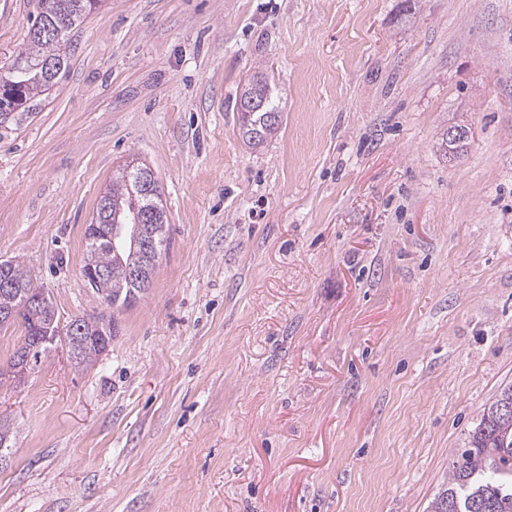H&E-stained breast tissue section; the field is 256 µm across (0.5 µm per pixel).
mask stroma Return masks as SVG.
Returning <instances> with one entry per match:
<instances>
[{"label": "stroma", "instance_id": "obj_1", "mask_svg": "<svg viewBox=\"0 0 512 512\" xmlns=\"http://www.w3.org/2000/svg\"><path fill=\"white\" fill-rule=\"evenodd\" d=\"M38 3L0 0V68ZM69 54L0 131V259L117 332L0 378V512H430L512 382V0H104ZM131 158L170 245L110 309L84 232ZM254 98L258 105L251 112H238L239 135L249 145L258 146L271 139L279 129L280 98L275 83L264 76H253L245 84L239 97ZM236 100V106L238 100ZM277 114L275 121H270L269 114ZM77 324L78 335L70 349L77 364H88L103 354L112 343V316L89 315L73 319L69 326ZM83 332H79V330Z\"/></svg>", "mask_w": 512, "mask_h": 512}]
</instances>
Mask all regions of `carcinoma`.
Segmentation results:
<instances>
[{
  "label": "carcinoma",
  "instance_id": "1",
  "mask_svg": "<svg viewBox=\"0 0 512 512\" xmlns=\"http://www.w3.org/2000/svg\"><path fill=\"white\" fill-rule=\"evenodd\" d=\"M87 0H40L39 12L32 26H43L61 16L67 27L58 40L28 38L26 47L18 52L16 59L24 62L53 60L59 64L56 78H61L68 67L67 44L71 32L87 15ZM15 78L24 82V97L21 103L11 106L6 103L0 109V127H7L25 115L27 104L35 97L51 89L45 79L36 73L22 74L0 72V79ZM241 96L258 102L251 112L238 113L239 135L249 145L258 146L272 138L279 129V121L269 119V114H280V98L275 83L264 76H254L245 84ZM136 172L122 167L112 179L107 194L112 202V213L126 215L133 205L139 209L150 208L149 199L138 195ZM86 254L94 257L95 265L112 273L109 293L102 300L110 308L128 305L144 294L146 288L133 277V270L150 266V260L132 242L116 251L105 239L104 229L88 224L85 228ZM13 287L0 288V314H14V320L22 323L24 336L10 358V366L23 363L35 364L48 352L53 340L33 338L44 329H58L59 321L51 297L38 287L30 270L23 261L9 260ZM41 300L37 319H32L24 301ZM80 333L71 345V352L79 364H88L103 354L112 343V317L89 315L72 320ZM512 401V384L505 385L488 407L484 408L478 423L468 432L465 447L448 471V485L435 496L431 512H512V412L500 410L504 400ZM16 431L6 420L0 419V448L12 452Z\"/></svg>",
  "mask_w": 512,
  "mask_h": 512
}]
</instances>
